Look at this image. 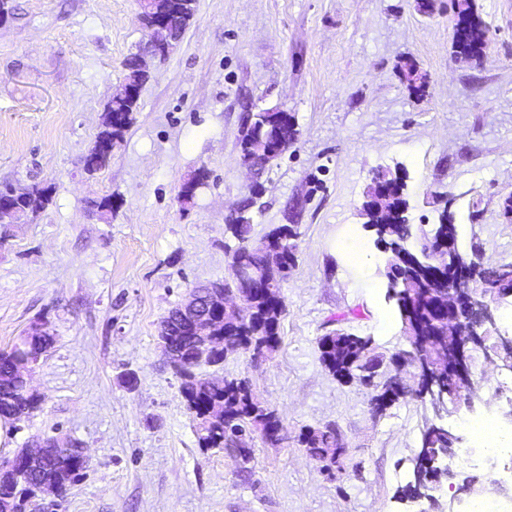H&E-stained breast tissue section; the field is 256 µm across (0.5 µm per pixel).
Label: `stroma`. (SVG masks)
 I'll return each instance as SVG.
<instances>
[{
	"mask_svg": "<svg viewBox=\"0 0 512 512\" xmlns=\"http://www.w3.org/2000/svg\"><path fill=\"white\" fill-rule=\"evenodd\" d=\"M0 24V186L52 187L50 204L0 223V349L36 323L55 343L31 375L39 411L11 431L79 442L90 467L55 512H427L401 500L429 405L408 395L373 415L359 380L338 381L319 340L371 339L382 376L411 381L390 358L409 349L387 297L384 255L360 209L377 171L407 183L408 221L450 207L461 249L484 266L512 262V0H476L489 29L480 60L453 45L450 0H198L178 48L149 59L137 110L104 167L85 158L124 63L148 36L138 0H12ZM413 60L426 77L414 92ZM291 113L298 137L261 173L242 162L252 113ZM208 178L181 202L184 180ZM252 240L296 225L297 262L282 289V343L197 373L249 380L291 438L254 439L249 471L199 447L159 326L196 286L230 276L226 226L251 196ZM117 205L101 216L105 197ZM358 250L367 262L353 265ZM500 413L512 369L476 355ZM336 423L347 453L327 468L296 440Z\"/></svg>",
	"mask_w": 512,
	"mask_h": 512,
	"instance_id": "35a3bbf8",
	"label": "stroma"
}]
</instances>
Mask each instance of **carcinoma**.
<instances>
[{
  "label": "carcinoma",
  "instance_id": "carcinoma-1",
  "mask_svg": "<svg viewBox=\"0 0 512 512\" xmlns=\"http://www.w3.org/2000/svg\"><path fill=\"white\" fill-rule=\"evenodd\" d=\"M141 19L151 23L159 15L169 14L177 19L173 38L162 55H168L181 39L187 20L195 15L196 0H145L140 4ZM452 10L459 22L470 26L483 23L473 0H452ZM139 57L133 55L126 60L128 74L125 86L131 92L123 97L113 98L107 107L104 130L99 133L96 144L87 156L86 169L90 172L103 167L112 147L122 141L131 123V116L137 107L140 88L145 80ZM297 135L294 116L278 110H263L255 113L240 139V152L243 157L261 159L269 147L282 138L294 139ZM207 178L205 169L200 168L181 187L180 198L191 200ZM386 208L391 212L390 222H382L378 213L370 214L365 228L372 231L375 243L386 254L385 276L390 281L407 282L412 294L403 297L408 310V320L414 332L420 336V346L426 351L439 348L436 334L434 306L438 293L444 287L431 267L421 261H393L391 253L401 246L405 212V183L398 179L388 183ZM51 200V188L34 185L14 199V217L20 221L31 214L43 210ZM246 204L238 215L231 219L227 231L239 241L232 252L231 260L245 261L255 265L262 272V281L242 286L235 281L217 282L215 286L232 290L246 300L242 318L224 317V322L216 324L213 335L237 346V351L254 353L264 348L274 354L280 347V321L284 313L281 304V288L287 281L296 264V245L293 240L297 231L293 224H281L272 228L259 242H250L252 217ZM455 223V217L442 211L438 223L432 225L422 244L444 240L448 237V224ZM476 283L485 287L489 283L502 290L503 295L512 291V263H503L486 270L479 268ZM181 341L178 347L185 350L182 358L189 366V372H180V391L185 405L196 422L198 444L204 449L230 450L234 438L246 434V440L255 437L280 444L288 439L287 428L277 412L261 401L244 379H224L223 383L212 385L207 379L194 373V368L202 363L217 365L224 357L209 350H201L191 340L190 329L179 331ZM54 339L43 336H20L8 348L0 350V374H8L14 365L29 358H42L53 346ZM319 349L324 366L339 380L353 377V372L361 370L362 381L372 387L375 394L371 398L373 408L385 410L399 398V394H388L386 384L375 382L378 359L371 355V339L353 333L339 332L330 339L320 338ZM42 400L20 390L0 392V419L17 425L28 419L41 408ZM298 442L307 448L309 456L318 462H337L342 442L338 428L334 424L319 427H306L300 430ZM421 447L434 452L449 447L448 438L432 429L424 422L421 431ZM76 443L59 450L58 454L33 468L23 461V449L19 448L9 460H1L0 467L19 461L14 468V478L9 482L0 481V512H25L26 503L32 498L33 488L41 479L53 482L57 496L64 497L70 486L88 467L75 454Z\"/></svg>",
  "mask_w": 512,
  "mask_h": 512
}]
</instances>
